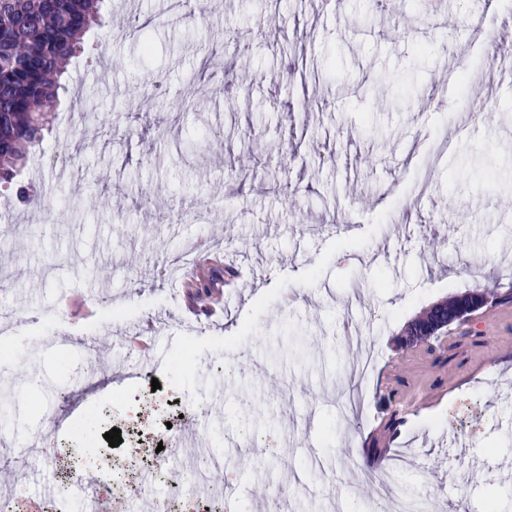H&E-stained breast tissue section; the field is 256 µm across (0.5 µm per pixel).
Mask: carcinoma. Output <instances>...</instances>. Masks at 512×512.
<instances>
[{
    "label": "carcinoma",
    "instance_id": "carcinoma-1",
    "mask_svg": "<svg viewBox=\"0 0 512 512\" xmlns=\"http://www.w3.org/2000/svg\"><path fill=\"white\" fill-rule=\"evenodd\" d=\"M102 0H0V183L10 184L30 149L49 126L46 108L66 91L62 82L69 61L83 49L86 33L100 22ZM225 270L215 265L193 281L196 295L212 294L224 284ZM486 304L479 289L441 302L412 321L405 337L434 351L432 341L454 323L473 314L462 305Z\"/></svg>",
    "mask_w": 512,
    "mask_h": 512
}]
</instances>
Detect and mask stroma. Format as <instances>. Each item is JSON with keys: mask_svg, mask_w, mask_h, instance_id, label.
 <instances>
[{"mask_svg": "<svg viewBox=\"0 0 512 512\" xmlns=\"http://www.w3.org/2000/svg\"><path fill=\"white\" fill-rule=\"evenodd\" d=\"M500 2L105 0L19 175L38 204L0 184V499L21 487L47 512L69 451L108 481L134 457L104 438L138 430L133 390L141 408L153 395V425L194 419L192 446L235 479L225 512L282 488L280 512H373L381 479L429 512H512V302L471 315L476 341L445 364L394 349L426 305L512 283ZM191 243L251 272L217 312L176 274ZM147 323L164 367L126 345ZM392 386L414 413L390 436Z\"/></svg>", "mask_w": 512, "mask_h": 512, "instance_id": "obj_1", "label": "stroma"}]
</instances>
